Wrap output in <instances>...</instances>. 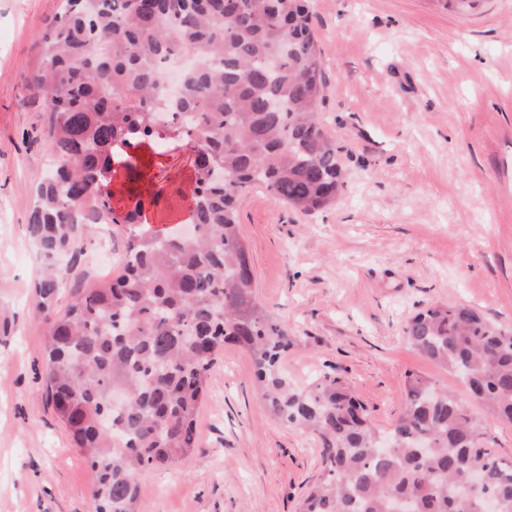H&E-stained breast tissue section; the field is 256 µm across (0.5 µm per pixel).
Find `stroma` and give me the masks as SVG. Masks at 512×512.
I'll return each mask as SVG.
<instances>
[{
	"mask_svg": "<svg viewBox=\"0 0 512 512\" xmlns=\"http://www.w3.org/2000/svg\"><path fill=\"white\" fill-rule=\"evenodd\" d=\"M63 0H0V512H93L94 474L45 395L42 259L26 233L52 150L28 76ZM325 81L320 121L344 168L336 203L311 214L261 188L239 205L258 300L286 324L282 368L297 385L344 380L379 430L418 373L466 397L456 375L403 339L433 303L463 304L512 330V0L459 13L437 0H312ZM160 188L148 224L187 216L193 152L140 145ZM128 230L101 224L63 259L65 309L118 274ZM185 466L140 477L137 512H299L322 473L320 441L269 412L249 354L228 344L208 373Z\"/></svg>",
	"mask_w": 512,
	"mask_h": 512,
	"instance_id": "1",
	"label": "stroma"
}]
</instances>
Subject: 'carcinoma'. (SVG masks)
I'll use <instances>...</instances> for the list:
<instances>
[{
    "label": "carcinoma",
    "mask_w": 512,
    "mask_h": 512,
    "mask_svg": "<svg viewBox=\"0 0 512 512\" xmlns=\"http://www.w3.org/2000/svg\"><path fill=\"white\" fill-rule=\"evenodd\" d=\"M38 47L28 82L54 152L26 225L47 268L40 305L66 286L56 261L81 252L96 223L129 230L116 279L47 319L46 398L94 472V512H136L141 471L190 462L227 341L250 354L274 416L321 441L323 473L300 512H394L397 498L407 512H512V464L483 440L488 425L512 421V331L462 305L413 316L408 344L461 379L488 417L411 374L387 431L393 448L380 447L344 381L298 387L281 369L291 336L255 296L238 206L258 186L313 213L344 186L318 118L325 83L309 0H65ZM180 54L195 65L163 101L159 66ZM167 130L195 150L188 236L143 223L141 195L112 207L114 152ZM475 473L483 482L468 490Z\"/></svg>",
    "instance_id": "obj_1"
}]
</instances>
